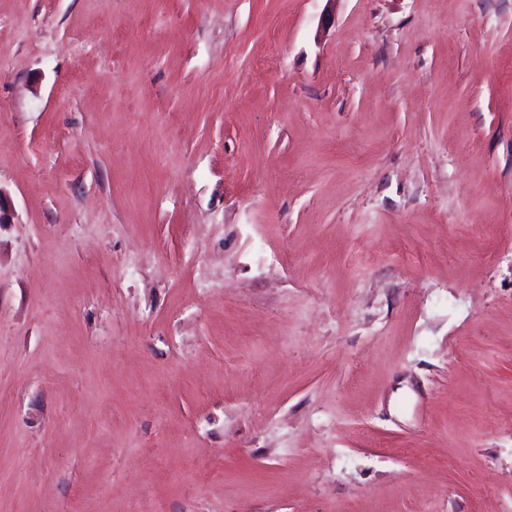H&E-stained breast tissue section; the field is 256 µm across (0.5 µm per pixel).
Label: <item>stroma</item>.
Wrapping results in <instances>:
<instances>
[{
  "instance_id": "obj_1",
  "label": "stroma",
  "mask_w": 512,
  "mask_h": 512,
  "mask_svg": "<svg viewBox=\"0 0 512 512\" xmlns=\"http://www.w3.org/2000/svg\"><path fill=\"white\" fill-rule=\"evenodd\" d=\"M0 512H512V0H0Z\"/></svg>"
}]
</instances>
